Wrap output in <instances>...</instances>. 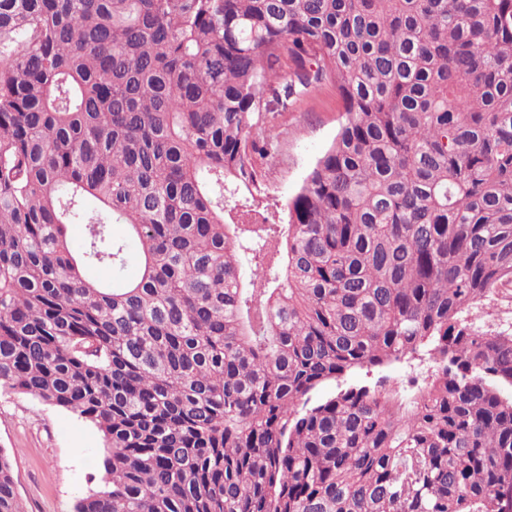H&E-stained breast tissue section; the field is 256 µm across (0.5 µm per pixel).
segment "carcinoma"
I'll return each mask as SVG.
<instances>
[{"label":"carcinoma","mask_w":512,"mask_h":512,"mask_svg":"<svg viewBox=\"0 0 512 512\" xmlns=\"http://www.w3.org/2000/svg\"><path fill=\"white\" fill-rule=\"evenodd\" d=\"M511 285L512 0H0V391L103 433L73 512H512ZM341 103L330 81L313 88L295 107L277 116L279 143L275 161L264 167L271 201L282 207L336 136Z\"/></svg>","instance_id":"1"}]
</instances>
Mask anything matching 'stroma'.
Returning <instances> with one entry per match:
<instances>
[{
  "mask_svg": "<svg viewBox=\"0 0 512 512\" xmlns=\"http://www.w3.org/2000/svg\"><path fill=\"white\" fill-rule=\"evenodd\" d=\"M341 104L331 82L277 116L278 153L264 168L270 200L286 204L334 139ZM103 440L90 423L14 393H0V451L12 464L22 512H72L98 488Z\"/></svg>",
  "mask_w": 512,
  "mask_h": 512,
  "instance_id": "stroma-1",
  "label": "stroma"
}]
</instances>
